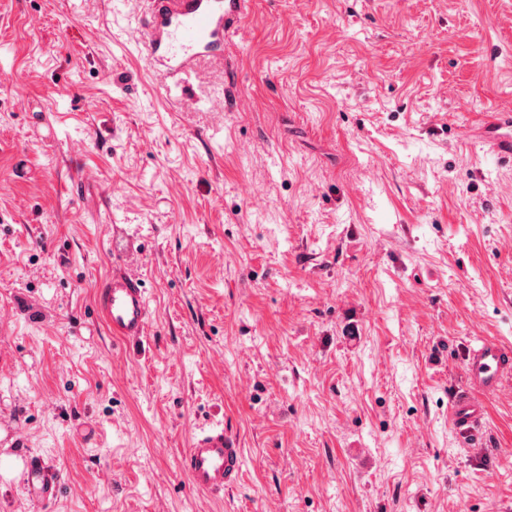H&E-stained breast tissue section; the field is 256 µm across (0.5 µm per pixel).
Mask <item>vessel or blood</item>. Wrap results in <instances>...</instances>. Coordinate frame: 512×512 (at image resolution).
Here are the masks:
<instances>
[{"mask_svg": "<svg viewBox=\"0 0 512 512\" xmlns=\"http://www.w3.org/2000/svg\"><path fill=\"white\" fill-rule=\"evenodd\" d=\"M137 16L124 32L127 41L141 45L146 70L167 87H181L202 67L224 70V42L252 9V0H123ZM498 120L486 131L493 156L512 159V110L498 108ZM134 235L126 225L112 227V252L119 262L98 291V306L113 339L127 346L142 342L149 325V294L138 271ZM465 386L448 399V421L461 442L487 419L485 399L497 395L512 378V348L480 338L470 343L463 358ZM0 458L19 462L26 491L32 500L54 499L59 487L56 472L39 459L17 453L10 438L0 437ZM243 450L223 424L195 432L181 458L192 489L223 493L237 483Z\"/></svg>", "mask_w": 512, "mask_h": 512, "instance_id": "obj_1", "label": "vessel or blood"}]
</instances>
